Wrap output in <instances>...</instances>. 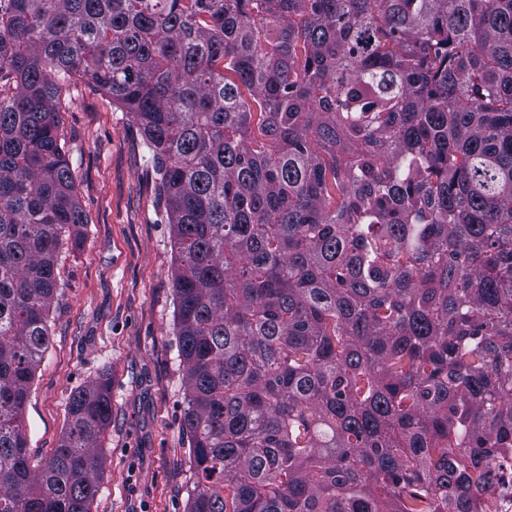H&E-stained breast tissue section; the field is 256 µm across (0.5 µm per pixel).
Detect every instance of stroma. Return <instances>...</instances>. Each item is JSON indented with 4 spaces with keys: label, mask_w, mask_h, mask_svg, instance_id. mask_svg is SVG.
Listing matches in <instances>:
<instances>
[{
    "label": "stroma",
    "mask_w": 512,
    "mask_h": 512,
    "mask_svg": "<svg viewBox=\"0 0 512 512\" xmlns=\"http://www.w3.org/2000/svg\"><path fill=\"white\" fill-rule=\"evenodd\" d=\"M85 238L63 247L50 342L25 407L28 452L48 459L69 424L74 390L104 374L112 420L91 512H187L190 443L174 331L176 267L137 124L107 94L73 79L58 97Z\"/></svg>",
    "instance_id": "stroma-1"
}]
</instances>
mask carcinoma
Masks as SVG:
<instances>
[{
  "label": "carcinoma",
  "instance_id": "carcinoma-1",
  "mask_svg": "<svg viewBox=\"0 0 512 512\" xmlns=\"http://www.w3.org/2000/svg\"><path fill=\"white\" fill-rule=\"evenodd\" d=\"M141 132L170 224L187 512H498L512 0H0V512H90L112 387L23 411L87 224L55 96Z\"/></svg>",
  "mask_w": 512,
  "mask_h": 512
}]
</instances>
